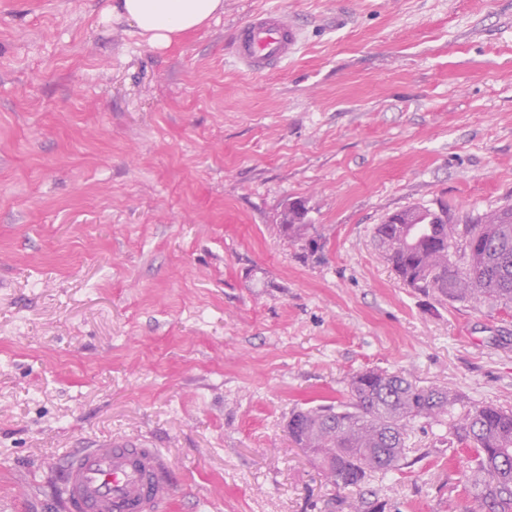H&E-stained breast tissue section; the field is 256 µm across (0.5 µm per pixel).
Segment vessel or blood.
I'll list each match as a JSON object with an SVG mask.
<instances>
[{
	"instance_id": "vessel-or-blood-1",
	"label": "vessel or blood",
	"mask_w": 512,
	"mask_h": 512,
	"mask_svg": "<svg viewBox=\"0 0 512 512\" xmlns=\"http://www.w3.org/2000/svg\"><path fill=\"white\" fill-rule=\"evenodd\" d=\"M299 24L278 10L250 14L236 32L233 56L242 71L260 76L293 57ZM61 512H163L174 493L160 449L144 438L99 440L70 452L60 468Z\"/></svg>"
}]
</instances>
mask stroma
Returning <instances> with one entry per match:
<instances>
[{"label": "stroma", "instance_id": "35a3bbf8", "mask_svg": "<svg viewBox=\"0 0 512 512\" xmlns=\"http://www.w3.org/2000/svg\"><path fill=\"white\" fill-rule=\"evenodd\" d=\"M106 5L0 0V512H57L110 437L163 450L168 512H336L286 424L364 368L512 408V311L407 287L374 237L512 205V0H224L166 48ZM259 9L305 43L252 77L225 49ZM407 445L380 497L463 512L469 449ZM291 203L284 208L282 224H280L283 237L289 242L305 241V244L314 251L321 247L318 239L311 237L309 232L312 224H306V209L299 212L291 208Z\"/></svg>", "mask_w": 512, "mask_h": 512}]
</instances>
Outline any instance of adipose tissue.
<instances>
[{
	"instance_id": "obj_1",
	"label": "adipose tissue",
	"mask_w": 512,
	"mask_h": 512,
	"mask_svg": "<svg viewBox=\"0 0 512 512\" xmlns=\"http://www.w3.org/2000/svg\"><path fill=\"white\" fill-rule=\"evenodd\" d=\"M224 9L223 0H109L107 13L126 17L154 47L206 25Z\"/></svg>"
}]
</instances>
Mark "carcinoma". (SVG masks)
<instances>
[{
    "label": "carcinoma",
    "instance_id": "obj_1",
    "mask_svg": "<svg viewBox=\"0 0 512 512\" xmlns=\"http://www.w3.org/2000/svg\"><path fill=\"white\" fill-rule=\"evenodd\" d=\"M418 223L396 224L389 215L375 228L400 280L458 301L493 300L512 308V207L476 219L458 233L448 211L417 208ZM290 242L321 247L310 236L306 212L286 206L280 224ZM349 400L300 408L288 419V438L321 464L333 483L353 493L339 501L344 512H386L388 502L370 488L383 476L409 466L406 435L417 422L445 426L438 439L474 449L458 466L472 489L465 512H512V410L466 403L438 386L420 387L381 369L363 370L349 380Z\"/></svg>",
    "mask_w": 512,
    "mask_h": 512
}]
</instances>
